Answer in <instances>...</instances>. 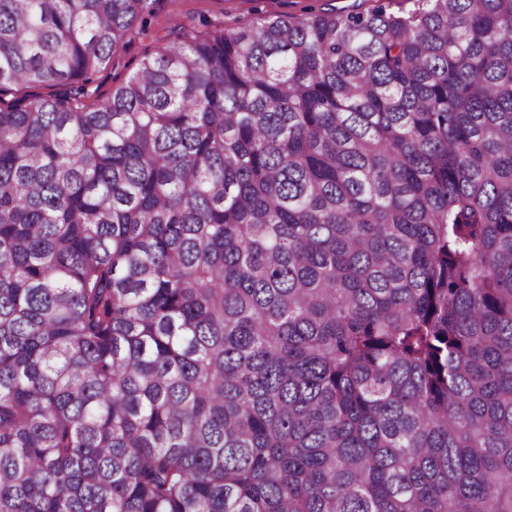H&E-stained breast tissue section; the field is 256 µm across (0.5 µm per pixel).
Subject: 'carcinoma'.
Instances as JSON below:
<instances>
[{
	"mask_svg": "<svg viewBox=\"0 0 512 512\" xmlns=\"http://www.w3.org/2000/svg\"><path fill=\"white\" fill-rule=\"evenodd\" d=\"M158 2L0 0V512H512V0ZM375 0H162L156 13L112 58V64L93 77L92 89L106 97L134 69L139 58L163 46L180 23L200 28L202 23L222 22L229 27L247 26L261 15L299 18L307 13L335 11L368 13Z\"/></svg>",
	"mask_w": 512,
	"mask_h": 512,
	"instance_id": "obj_1",
	"label": "carcinoma"
}]
</instances>
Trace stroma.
<instances>
[{"instance_id":"stroma-1","label":"stroma","mask_w":512,"mask_h":512,"mask_svg":"<svg viewBox=\"0 0 512 512\" xmlns=\"http://www.w3.org/2000/svg\"><path fill=\"white\" fill-rule=\"evenodd\" d=\"M377 1L380 0H160L155 14L115 54L111 65L94 76L92 87L99 96H107L133 71L139 58L163 46L179 24L198 27L210 21L243 27L262 15L299 18L310 12L366 13Z\"/></svg>"}]
</instances>
